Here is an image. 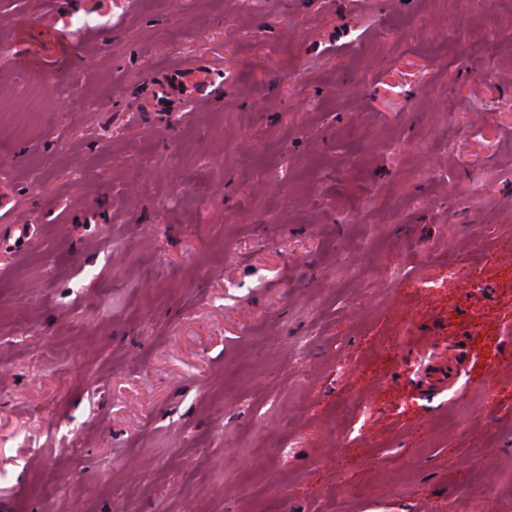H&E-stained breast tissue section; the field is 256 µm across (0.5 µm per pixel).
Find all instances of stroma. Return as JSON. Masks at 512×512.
Segmentation results:
<instances>
[{
    "instance_id": "stroma-1",
    "label": "stroma",
    "mask_w": 512,
    "mask_h": 512,
    "mask_svg": "<svg viewBox=\"0 0 512 512\" xmlns=\"http://www.w3.org/2000/svg\"><path fill=\"white\" fill-rule=\"evenodd\" d=\"M19 16L75 50L34 99ZM502 41L512 0H0V97L58 119L0 137V512H512Z\"/></svg>"
}]
</instances>
